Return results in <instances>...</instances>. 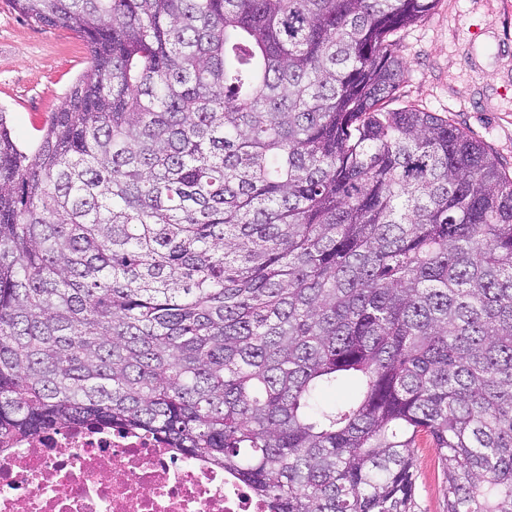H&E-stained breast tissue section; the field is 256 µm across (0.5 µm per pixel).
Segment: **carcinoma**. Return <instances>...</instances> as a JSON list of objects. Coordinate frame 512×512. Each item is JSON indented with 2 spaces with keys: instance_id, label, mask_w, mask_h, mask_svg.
<instances>
[{
  "instance_id": "obj_1",
  "label": "carcinoma",
  "mask_w": 512,
  "mask_h": 512,
  "mask_svg": "<svg viewBox=\"0 0 512 512\" xmlns=\"http://www.w3.org/2000/svg\"><path fill=\"white\" fill-rule=\"evenodd\" d=\"M91 64L0 112V448L66 421L269 512H512V175L381 103L436 0H9ZM355 382L346 399L324 395ZM417 512H446V480L433 440L422 435L417 442Z\"/></svg>"
}]
</instances>
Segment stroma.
Masks as SVG:
<instances>
[{
  "label": "stroma",
  "mask_w": 512,
  "mask_h": 512,
  "mask_svg": "<svg viewBox=\"0 0 512 512\" xmlns=\"http://www.w3.org/2000/svg\"><path fill=\"white\" fill-rule=\"evenodd\" d=\"M403 81L390 108L434 113L485 144L512 172V0H438L397 36ZM90 64L70 30L22 18L0 0V110L20 141L35 144L44 120ZM417 512H446V480L433 440L417 442Z\"/></svg>",
  "instance_id": "35a3bbf8"
}]
</instances>
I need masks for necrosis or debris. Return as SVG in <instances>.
<instances>
[{
	"instance_id": "1",
	"label": "necrosis or debris",
	"mask_w": 512,
	"mask_h": 512,
	"mask_svg": "<svg viewBox=\"0 0 512 512\" xmlns=\"http://www.w3.org/2000/svg\"><path fill=\"white\" fill-rule=\"evenodd\" d=\"M0 512H268L223 468L153 435L70 423L0 452Z\"/></svg>"
}]
</instances>
